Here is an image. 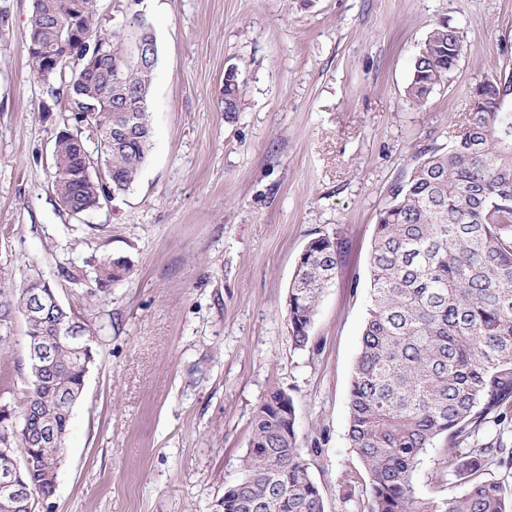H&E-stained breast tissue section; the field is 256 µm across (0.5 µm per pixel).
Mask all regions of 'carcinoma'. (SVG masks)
Segmentation results:
<instances>
[{"label": "carcinoma", "instance_id": "carcinoma-1", "mask_svg": "<svg viewBox=\"0 0 512 512\" xmlns=\"http://www.w3.org/2000/svg\"><path fill=\"white\" fill-rule=\"evenodd\" d=\"M98 0H34L25 37L51 43L69 38L70 72L45 73L42 54L28 51L34 75L67 88L68 118L55 136L50 189L71 215L94 209L107 193H125L138 180L153 145L149 98L155 64L132 54L146 19L100 36ZM98 45L110 48L94 75L84 60ZM467 51L459 28L437 21L416 54L407 102L424 106L448 84ZM238 67L224 73V113L239 110ZM76 112L92 114L95 150L86 148ZM468 125L448 144L431 148L392 184L380 210L368 261L371 302L349 395L348 439L368 476V512H512L502 482L480 479L485 461L509 453L497 438L468 452L460 446L512 408V73L471 91ZM343 249L339 237L311 239L288 288L292 341L303 348L322 292L332 282ZM124 260L103 258L101 283L117 281ZM50 287L31 279L17 301L0 289V320L25 316L28 342L51 343L52 372L28 363V390L19 410L0 407V448L30 463L27 479L51 497L72 410L94 361L93 333L65 306L26 316L32 291ZM53 440L34 442L45 423ZM443 441L464 492L451 498L417 496L413 477L425 451ZM224 512H325L295 427L293 401L271 384L256 406L239 476L224 488Z\"/></svg>", "mask_w": 512, "mask_h": 512}]
</instances>
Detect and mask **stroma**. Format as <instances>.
<instances>
[{
    "instance_id": "1",
    "label": "stroma",
    "mask_w": 512,
    "mask_h": 512,
    "mask_svg": "<svg viewBox=\"0 0 512 512\" xmlns=\"http://www.w3.org/2000/svg\"><path fill=\"white\" fill-rule=\"evenodd\" d=\"M33 3L0 0V288L48 282L95 352L43 512H219L273 382L293 400L325 512H368L348 403L377 215L421 152L467 124L472 88L512 72V0H99L98 31L137 13L155 35L154 139L130 191L73 216L48 186L66 98L31 73ZM443 17L469 50L417 109L412 62ZM232 65L243 90L228 116ZM322 234L344 248L297 348L288 286ZM102 257L124 259L127 276L99 286ZM1 333L0 405L16 408L22 316ZM414 487L463 492L443 445Z\"/></svg>"
}]
</instances>
